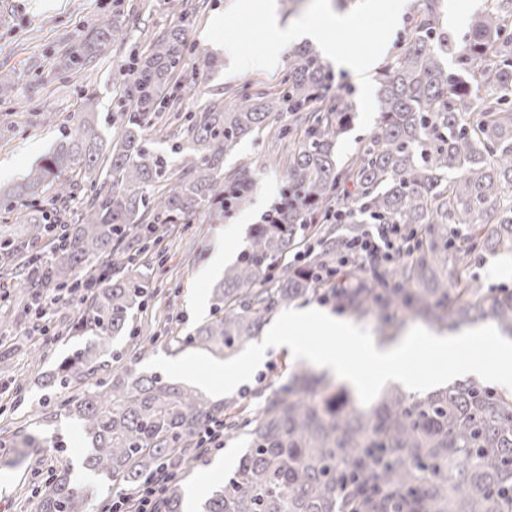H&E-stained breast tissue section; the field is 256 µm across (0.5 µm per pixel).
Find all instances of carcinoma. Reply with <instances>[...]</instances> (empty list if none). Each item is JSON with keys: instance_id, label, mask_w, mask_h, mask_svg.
Instances as JSON below:
<instances>
[{"instance_id": "obj_1", "label": "carcinoma", "mask_w": 512, "mask_h": 512, "mask_svg": "<svg viewBox=\"0 0 512 512\" xmlns=\"http://www.w3.org/2000/svg\"><path fill=\"white\" fill-rule=\"evenodd\" d=\"M178 21L142 50L133 49L118 100L117 135L104 143L101 118L84 97L72 134L9 194L29 202L20 224L0 225V266L27 275L18 288H73L81 274L94 291L78 323L57 338L89 333L57 364L46 388L81 384L63 404L80 422L90 448L82 466L104 475L120 494L133 493L158 465L197 453L203 430L224 424L244 438L245 452L197 512H512V397L454 382L422 395L388 391L368 408L326 375L298 368L253 416L212 404L157 374L125 366L112 348L130 328L151 281L133 273L132 248L158 242L167 224L203 213L221 223L244 200L236 186L247 171L224 176V155L259 137L273 112L290 122L287 177L310 195L305 209L271 211L252 225L237 262L214 291L213 318L186 342L224 353L259 334L266 318L298 299L327 298L336 310L376 322L392 341L408 318L446 331L491 320L512 338V289L492 294L470 273L486 256H512V0H494L475 15L466 45L440 25L438 0H426L412 36L380 82L379 131L343 167L335 146L354 119L336 99L315 102L329 71L306 47L274 93L240 91L232 109L213 101L199 112L182 105L194 85L179 76L192 13L170 0ZM121 0L73 43L66 69L77 76L124 31ZM480 68L488 91L472 94L446 60ZM20 76L0 73V103L11 101ZM179 134L159 151L146 138L154 124ZM301 134H296V131ZM99 170L77 218L65 221L55 202L72 197L69 171ZM55 186V200L43 198ZM365 224H396L402 256L365 276L352 245ZM46 239L50 252L26 243ZM270 288H257L259 280ZM109 370L108 380L98 378ZM33 438L24 429L0 441V461L21 466ZM73 463L61 457L36 487L39 512H81ZM159 512H183L176 486Z\"/></svg>"}]
</instances>
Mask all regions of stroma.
Wrapping results in <instances>:
<instances>
[{"label": "stroma", "instance_id": "1", "mask_svg": "<svg viewBox=\"0 0 512 512\" xmlns=\"http://www.w3.org/2000/svg\"><path fill=\"white\" fill-rule=\"evenodd\" d=\"M231 0H188L194 8V24L189 41L195 50L188 54L183 77L192 80L196 95L189 102L191 110L204 108L214 100L232 105L234 93L246 88L252 91H274L288 73L292 50H285L284 66L268 72L252 69L229 75L224 69L209 70L203 63L205 55L227 60L221 47L209 42L204 32L211 18L226 11ZM113 0H0V73L21 75L10 107L0 109V127L9 133L0 139V168L17 169L26 176L37 160L29 151L34 142L52 149L71 133L77 121L81 95L94 96L100 115L115 112L120 97L118 72L128 61L132 48L146 45L176 22L164 0H124L128 37L112 44L108 54L88 67L79 80H72L65 69L68 47L86 35L99 16L107 13ZM54 113L52 124H43L38 110ZM289 121L284 112L272 113L268 126L259 140H242L224 159L225 173L247 169L251 189L239 210L224 218L236 223L241 214H249L251 223H260L262 216L281 202L288 190L285 168L267 166L268 155H285L287 142H279L275 133ZM217 225L203 215H196L191 224L173 225L158 248L140 253L136 267L142 275L158 279L161 289L136 313L133 324L156 326L154 343L142 338L124 339L119 347L125 361L135 369H144L154 357L177 358L190 353L182 338L212 314L213 290L216 279L198 277L207 259ZM12 345V354L0 363V432L33 424L42 443L27 463L14 470L0 469V512H38L34 486L54 470L57 449H64L68 458L85 453L88 440L77 420L62 415L63 400L78 394V386L48 393L41 385L59 358L66 356L69 345L51 342L43 335L41 324L27 317L7 329H0V345ZM43 350V360L33 357ZM289 351L270 352L268 360L247 383L244 391L226 394V401L236 403L250 412L258 411L275 387L289 372L297 368ZM242 448L239 440L225 439L221 450H213L182 464L176 477L180 490L205 482L209 486L223 483V473L215 470L216 460H223L225 471L232 470Z\"/></svg>", "mask_w": 512, "mask_h": 512}]
</instances>
